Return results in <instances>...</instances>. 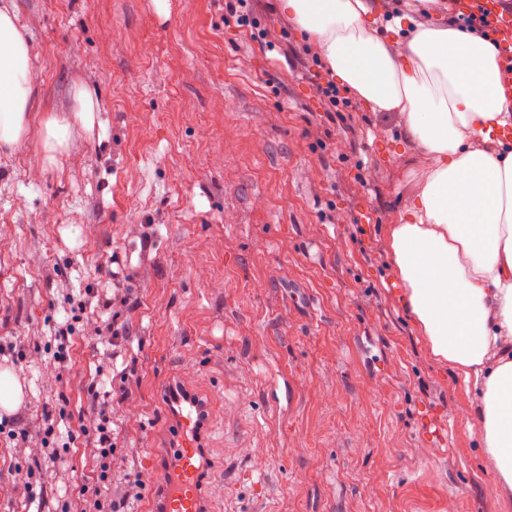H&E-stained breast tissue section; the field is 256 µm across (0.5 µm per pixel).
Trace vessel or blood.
Instances as JSON below:
<instances>
[{
	"instance_id": "vessel-or-blood-1",
	"label": "vessel or blood",
	"mask_w": 512,
	"mask_h": 512,
	"mask_svg": "<svg viewBox=\"0 0 512 512\" xmlns=\"http://www.w3.org/2000/svg\"><path fill=\"white\" fill-rule=\"evenodd\" d=\"M456 9L476 14L494 31L499 43L503 83L512 93V9L503 0H455ZM197 413L187 409L169 429L161 455L164 481L147 495L146 512H209L205 501L204 449L197 439Z\"/></svg>"
}]
</instances>
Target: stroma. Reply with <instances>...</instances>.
Returning <instances> with one entry per match:
<instances>
[{
    "label": "stroma",
    "mask_w": 512,
    "mask_h": 512,
    "mask_svg": "<svg viewBox=\"0 0 512 512\" xmlns=\"http://www.w3.org/2000/svg\"><path fill=\"white\" fill-rule=\"evenodd\" d=\"M14 2L33 109L22 144L0 153V344L27 355L14 420L34 433L47 405L75 416L88 386L108 397L112 348L91 339L113 314L98 296L124 270L135 375L112 412L115 480L156 481L147 459L172 418L161 389L183 373L210 405L211 512H512L486 492L470 396L397 301L398 117L347 93L327 113L277 0H259L272 50L225 23V0ZM77 83L96 126L42 168V122ZM72 298L87 316L62 376L31 336H53ZM14 457L0 438V512H58L94 475L74 447L37 476L42 495L12 497Z\"/></svg>",
    "instance_id": "1"
}]
</instances>
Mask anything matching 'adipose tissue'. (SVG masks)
Returning <instances> with one entry per match:
<instances>
[{"instance_id":"adipose-tissue-1","label":"adipose tissue","mask_w":512,"mask_h":512,"mask_svg":"<svg viewBox=\"0 0 512 512\" xmlns=\"http://www.w3.org/2000/svg\"><path fill=\"white\" fill-rule=\"evenodd\" d=\"M333 82L374 112L401 119L409 202L386 231L406 307L430 355L475 397L487 491L512 502V123L499 51L489 38L395 16L386 35L365 0H278ZM30 38L14 0H0V149L32 122ZM43 123L42 153L58 165L74 129L93 132L97 105L83 85Z\"/></svg>"}]
</instances>
